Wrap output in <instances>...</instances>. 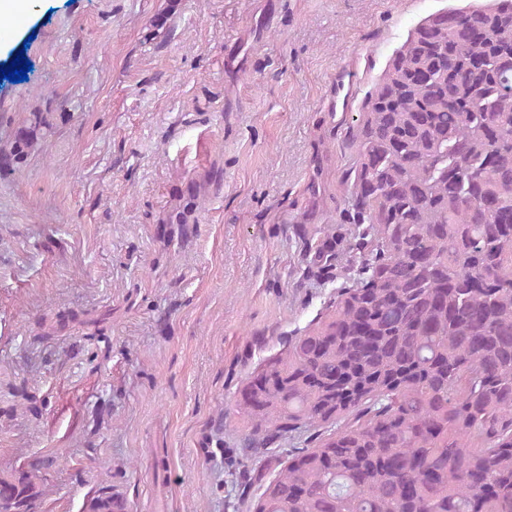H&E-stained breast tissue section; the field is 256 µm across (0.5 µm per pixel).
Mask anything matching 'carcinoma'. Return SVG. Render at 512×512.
Segmentation results:
<instances>
[{
	"instance_id": "obj_1",
	"label": "carcinoma",
	"mask_w": 512,
	"mask_h": 512,
	"mask_svg": "<svg viewBox=\"0 0 512 512\" xmlns=\"http://www.w3.org/2000/svg\"><path fill=\"white\" fill-rule=\"evenodd\" d=\"M50 129L32 113L0 171ZM348 141L350 200L307 247L336 299L238 402L253 446L318 434L252 512H512V0L420 20ZM39 497L0 480V512Z\"/></svg>"
}]
</instances>
